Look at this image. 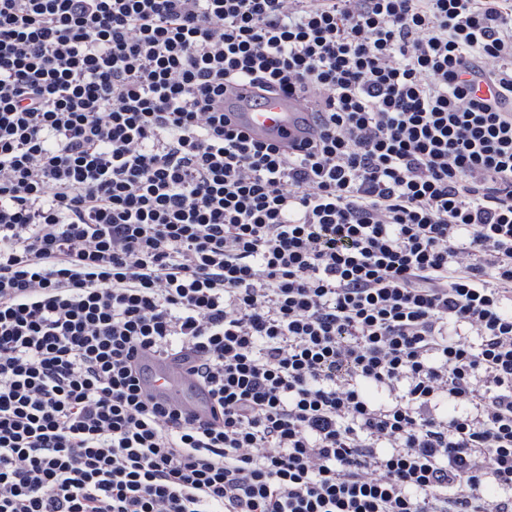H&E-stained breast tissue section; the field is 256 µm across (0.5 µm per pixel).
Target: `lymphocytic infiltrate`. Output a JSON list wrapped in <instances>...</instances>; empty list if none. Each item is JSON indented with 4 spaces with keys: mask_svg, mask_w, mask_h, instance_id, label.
Here are the masks:
<instances>
[{
    "mask_svg": "<svg viewBox=\"0 0 512 512\" xmlns=\"http://www.w3.org/2000/svg\"><path fill=\"white\" fill-rule=\"evenodd\" d=\"M0 512H512V0H0ZM303 102L293 95L277 94L259 99L251 97L242 87L224 90V112L229 122L244 128L258 141L298 140L303 136ZM145 368L141 392L152 402L175 404L189 418L206 419L209 414L208 397L194 388L184 371L175 365L143 357Z\"/></svg>",
    "mask_w": 512,
    "mask_h": 512,
    "instance_id": "obj_1",
    "label": "lymphocytic infiltrate"
}]
</instances>
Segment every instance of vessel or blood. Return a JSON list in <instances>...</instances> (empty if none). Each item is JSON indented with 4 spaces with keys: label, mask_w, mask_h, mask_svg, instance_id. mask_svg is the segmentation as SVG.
<instances>
[{
    "label": "vessel or blood",
    "mask_w": 512,
    "mask_h": 512,
    "mask_svg": "<svg viewBox=\"0 0 512 512\" xmlns=\"http://www.w3.org/2000/svg\"><path fill=\"white\" fill-rule=\"evenodd\" d=\"M303 103L288 94L270 95L257 100L242 87L230 86L224 91V110L232 125L244 128L258 141L297 140L303 135ZM145 368L141 392L147 399L173 404L189 418H207L208 397L197 391L184 371L175 365L144 357Z\"/></svg>",
    "instance_id": "obj_1"
}]
</instances>
